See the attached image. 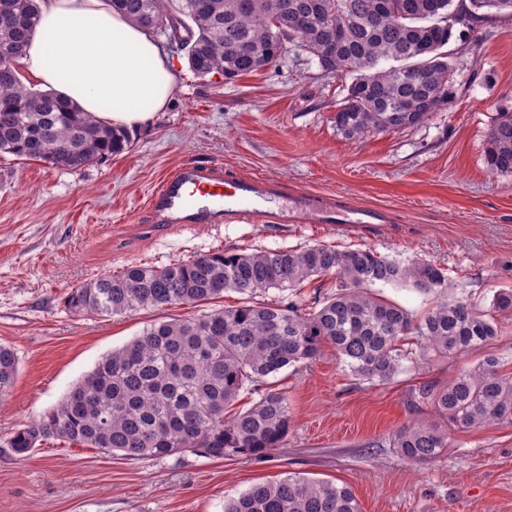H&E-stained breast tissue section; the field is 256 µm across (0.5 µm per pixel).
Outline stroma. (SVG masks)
<instances>
[{
  "mask_svg": "<svg viewBox=\"0 0 512 512\" xmlns=\"http://www.w3.org/2000/svg\"><path fill=\"white\" fill-rule=\"evenodd\" d=\"M447 51L456 96L402 131L337 134L332 117L350 76L322 73L291 45L278 65L234 79L197 76L174 55L165 111L123 153L82 170L0 159V343L19 359L18 378L0 397V512H224L252 484L287 476L347 486L361 512H512V425L452 432L447 452L429 464L390 446L396 431L431 415L411 405L415 386L448 382L489 352L512 374V313L500 315L490 347L407 366L385 384L355 379L329 348L282 369L269 383L288 399V435L261 458L186 451L127 459L53 440L19 458L4 443L147 325L196 315L184 305L113 317L65 307L70 289L131 262L161 266L243 248H369L434 262L463 298L487 304L512 290V175L485 163L493 119L512 112V16L493 15L472 31L455 26ZM189 164L281 183L268 213L302 193L378 208L387 221L344 229L258 216L151 235L150 195Z\"/></svg>",
  "mask_w": 512,
  "mask_h": 512,
  "instance_id": "obj_1",
  "label": "stroma"
}]
</instances>
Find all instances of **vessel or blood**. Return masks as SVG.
<instances>
[{
    "mask_svg": "<svg viewBox=\"0 0 512 512\" xmlns=\"http://www.w3.org/2000/svg\"><path fill=\"white\" fill-rule=\"evenodd\" d=\"M279 184L225 175L222 168L193 165L165 178L148 205L150 223L228 224L242 222L255 214V201L281 195ZM279 223L382 224L383 212L374 209H344L326 202L316 206L306 196L295 198L292 211H280Z\"/></svg>",
    "mask_w": 512,
    "mask_h": 512,
    "instance_id": "vessel-or-blood-1",
    "label": "vessel or blood"
}]
</instances>
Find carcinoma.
I'll return each mask as SVG.
<instances>
[{
    "mask_svg": "<svg viewBox=\"0 0 512 512\" xmlns=\"http://www.w3.org/2000/svg\"><path fill=\"white\" fill-rule=\"evenodd\" d=\"M129 21L165 38L201 77L249 75L257 63L280 61L279 44L302 48L326 74H349L336 107V132L348 139L399 131L426 121L448 102L454 79L444 47L456 24L512 13V0H111ZM39 0H0V44L20 58L33 33ZM132 135L76 104L23 83L16 68H0V158L42 160L78 171L124 152ZM487 168L512 174V112L493 120ZM331 276L335 290L312 305L259 303L253 295L296 291ZM377 285L438 295L416 318L374 290ZM448 278L431 261L402 262L371 249L220 251L161 267L130 263L68 291L66 308L79 315L115 316L143 308L197 307L233 291L235 307L147 326L105 356L53 409L9 434L22 456L40 442L60 440L120 452L130 459L199 451L211 458L265 455L288 433L286 397L265 388L285 367L316 359L326 345L359 380L384 384L403 363L460 356L491 344L497 314L512 311V291L489 306L447 297ZM413 335V348H403ZM19 373V359L0 344V396ZM252 405L230 412L243 394ZM436 421L418 419L391 438L408 462H431L448 451L449 431L512 425V377L487 355L448 383L414 389ZM224 512H360L352 492L333 482L286 477L258 482Z\"/></svg>",
    "mask_w": 512,
    "mask_h": 512,
    "instance_id": "1",
    "label": "carcinoma"
}]
</instances>
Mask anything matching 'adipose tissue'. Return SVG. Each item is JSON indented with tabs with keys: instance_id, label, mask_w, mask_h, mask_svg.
<instances>
[{
	"instance_id": "adipose-tissue-1",
	"label": "adipose tissue",
	"mask_w": 512,
	"mask_h": 512,
	"mask_svg": "<svg viewBox=\"0 0 512 512\" xmlns=\"http://www.w3.org/2000/svg\"><path fill=\"white\" fill-rule=\"evenodd\" d=\"M20 69L55 95L135 132L164 111L175 66L153 34L108 0H42Z\"/></svg>"
}]
</instances>
